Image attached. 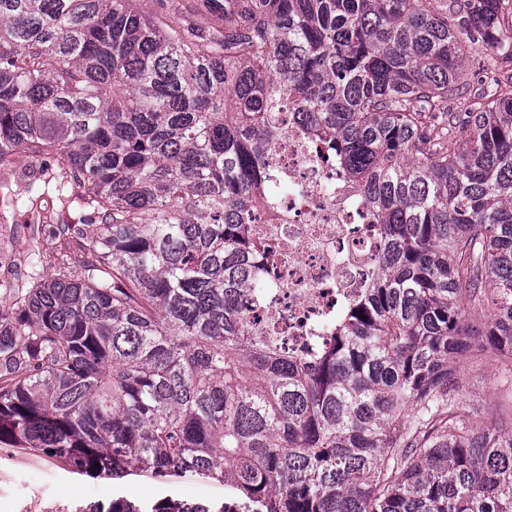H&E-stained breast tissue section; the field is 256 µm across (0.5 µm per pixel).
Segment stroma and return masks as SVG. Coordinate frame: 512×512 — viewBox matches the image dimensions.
<instances>
[{
    "label": "stroma",
    "instance_id": "stroma-1",
    "mask_svg": "<svg viewBox=\"0 0 512 512\" xmlns=\"http://www.w3.org/2000/svg\"><path fill=\"white\" fill-rule=\"evenodd\" d=\"M138 4L151 15L163 9L179 12L204 30L222 21L221 16L204 7L203 0H138ZM30 221L25 207L0 209V247L9 254L7 261L0 262V279L25 275ZM500 372V358L490 352L462 366L456 397L469 406L474 422H482L499 410ZM202 488L216 500L228 492L223 484L204 482L201 476L189 472L160 478L143 471L116 483L72 472L69 466L39 452L0 448V512H75L80 505L120 496L160 499L173 493L188 499Z\"/></svg>",
    "mask_w": 512,
    "mask_h": 512
}]
</instances>
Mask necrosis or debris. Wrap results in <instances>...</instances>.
<instances>
[{
	"mask_svg": "<svg viewBox=\"0 0 512 512\" xmlns=\"http://www.w3.org/2000/svg\"><path fill=\"white\" fill-rule=\"evenodd\" d=\"M276 123L279 199L267 203L265 190H258L250 226L253 239L273 247L258 270L271 296L252 303L250 318L261 333L282 337L290 352L306 353L371 287L384 238L356 184L312 148L295 114L278 113Z\"/></svg>",
	"mask_w": 512,
	"mask_h": 512,
	"instance_id": "4bbe7bcc",
	"label": "necrosis or debris"
}]
</instances>
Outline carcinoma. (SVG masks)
Returning <instances> with one entry per match:
<instances>
[{
    "label": "carcinoma",
    "mask_w": 512,
    "mask_h": 512,
    "mask_svg": "<svg viewBox=\"0 0 512 512\" xmlns=\"http://www.w3.org/2000/svg\"><path fill=\"white\" fill-rule=\"evenodd\" d=\"M203 31L136 0H0V171L20 151L100 220L0 283V447L87 475L192 472L251 512H512V412L480 425L458 366L512 397V0H207ZM491 84L463 116L467 52ZM291 104L377 214L373 287L304 360L261 336L256 190ZM37 177L23 204L40 217ZM76 512H224L120 496ZM457 399L469 406L472 421L480 423L498 411L502 403V388L498 384L501 361L498 355L486 352L465 363L460 370Z\"/></svg>",
    "instance_id": "cac0c4a2"
}]
</instances>
